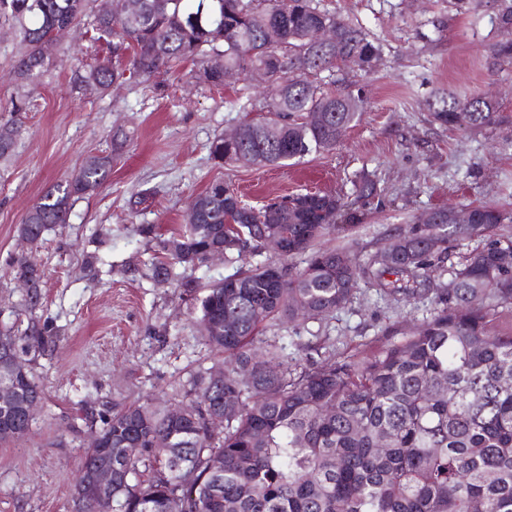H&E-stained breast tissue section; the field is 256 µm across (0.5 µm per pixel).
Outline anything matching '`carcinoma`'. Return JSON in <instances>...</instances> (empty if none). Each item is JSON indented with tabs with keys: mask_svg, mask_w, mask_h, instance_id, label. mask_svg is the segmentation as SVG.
Masks as SVG:
<instances>
[{
	"mask_svg": "<svg viewBox=\"0 0 512 512\" xmlns=\"http://www.w3.org/2000/svg\"><path fill=\"white\" fill-rule=\"evenodd\" d=\"M89 0H0V23L9 24L22 46L13 74L34 86L51 66L53 32L74 28ZM498 40L492 65L512 64V0H494ZM114 15L93 14L92 29L108 36L112 69L91 67L87 80L108 86L125 74L149 79L188 61L197 78L224 85L236 70L279 82L281 97L265 103L264 120L240 125L234 142L214 138L217 163L284 165L332 149L359 120L366 101L324 89L312 74L339 64L373 67L379 45L365 31L320 8L318 0H143L130 25ZM329 24L336 44L311 52L304 41ZM224 40H215L217 28ZM278 31L280 47L264 49V31ZM433 122L469 129L499 120L498 104L486 95L460 98L441 91L429 102ZM322 112L320 126L308 123ZM110 169L87 167L47 191L25 214L19 234L40 242L68 223L85 186H102ZM356 198L377 195L367 176L354 183ZM342 198L314 192L285 196L279 208L256 209L230 185L213 182L188 209L184 232L158 243L150 264L160 285H179L178 268L200 269L216 245L224 261L243 263L237 273L204 289L195 325L210 352L224 356V383L211 368L191 377L176 402L148 397L100 417V443L87 448L80 470L95 467L104 451L123 475L112 499L73 503V512H512V333L495 330L499 308L512 305V236L497 229L512 216L471 207V223L453 224L439 207L436 224H410L397 247L360 264L342 248L318 240L339 226ZM277 235L284 251L254 263ZM481 238L459 267L445 266L448 241ZM309 254L301 268L288 259ZM14 278L30 283L22 305L42 308L41 275L26 255L11 258ZM450 275L436 307L420 326L368 356L350 354L307 367L288 361L285 324L302 318L323 322L351 303L359 277L384 294L407 298L434 277ZM54 328L33 321L16 329L19 369L8 382L20 398L42 390L25 358L43 350ZM236 408L227 411L224 402ZM224 426L210 429L211 418ZM31 422L19 407L0 406V444L19 441ZM135 458L123 455L130 445ZM218 457L222 469L210 461Z\"/></svg>",
	"mask_w": 512,
	"mask_h": 512,
	"instance_id": "1",
	"label": "carcinoma"
}]
</instances>
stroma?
I'll return each instance as SVG.
<instances>
[{"mask_svg":"<svg viewBox=\"0 0 512 512\" xmlns=\"http://www.w3.org/2000/svg\"><path fill=\"white\" fill-rule=\"evenodd\" d=\"M320 5L362 26L381 59L367 72H335L336 90L364 97L360 122L335 148L278 167L219 166L208 150L215 135L243 120L240 89L260 104L270 87L242 76L212 87L189 64L103 93L83 78L106 42L91 41L80 28L58 40L49 72L27 99L15 149L0 159V332L26 328L30 318L8 269L22 252L24 214L90 155L112 154V174L76 201L69 223L48 231L31 255L44 271L38 315L55 327L56 346L31 356L43 401L29 434L0 445V512H71L73 483L101 414L171 395L192 370L216 363L197 337L191 297L155 285L147 268L159 236L187 224L189 202L212 182L261 204L307 190L346 199L353 181L370 175L378 196L357 206L355 228L321 240L362 262L436 207L490 204L512 214V65L490 64L491 8L459 12L447 0ZM19 51L1 27L0 118L20 94L10 75ZM440 89L462 97L496 92L504 119L470 130L440 126L428 110ZM116 136L126 140L117 153ZM434 298L429 292L396 302L360 281L351 304L333 318L289 324L288 358L305 363L315 339L327 351L372 353L429 317Z\"/></svg>","mask_w":512,"mask_h":512,"instance_id":"stroma-1","label":"stroma"}]
</instances>
